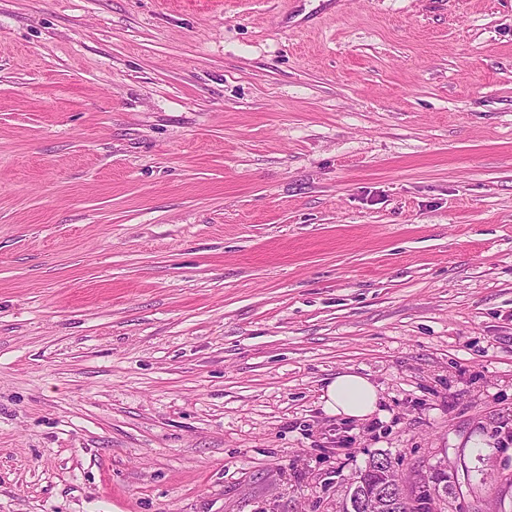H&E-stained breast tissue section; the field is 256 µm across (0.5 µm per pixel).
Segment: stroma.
Wrapping results in <instances>:
<instances>
[{
  "label": "stroma",
  "instance_id": "35a3bbf8",
  "mask_svg": "<svg viewBox=\"0 0 512 512\" xmlns=\"http://www.w3.org/2000/svg\"><path fill=\"white\" fill-rule=\"evenodd\" d=\"M382 454L512 512V0H0V512H342ZM323 391V409L329 415L362 418L378 407L377 388L360 374H338Z\"/></svg>",
  "mask_w": 512,
  "mask_h": 512
}]
</instances>
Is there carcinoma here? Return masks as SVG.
<instances>
[{"label": "carcinoma", "mask_w": 512, "mask_h": 512, "mask_svg": "<svg viewBox=\"0 0 512 512\" xmlns=\"http://www.w3.org/2000/svg\"><path fill=\"white\" fill-rule=\"evenodd\" d=\"M387 460L389 457L386 455L372 458L365 469L352 480L343 512H349V507L357 505L362 499L376 495L382 500L381 512H435L434 504L442 498L438 482H445L446 490L453 491L452 485L448 484V476L443 474L433 480L420 477L409 496L397 487L390 492L386 489V484L397 483L400 478L398 474L385 470L384 462Z\"/></svg>", "instance_id": "carcinoma-1"}]
</instances>
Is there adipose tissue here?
<instances>
[{"label":"adipose tissue","mask_w":512,"mask_h":512,"mask_svg":"<svg viewBox=\"0 0 512 512\" xmlns=\"http://www.w3.org/2000/svg\"><path fill=\"white\" fill-rule=\"evenodd\" d=\"M379 396L374 384L356 373L336 375L324 389L323 409L327 414L362 418L377 409Z\"/></svg>","instance_id":"ef3b65f1"}]
</instances>
